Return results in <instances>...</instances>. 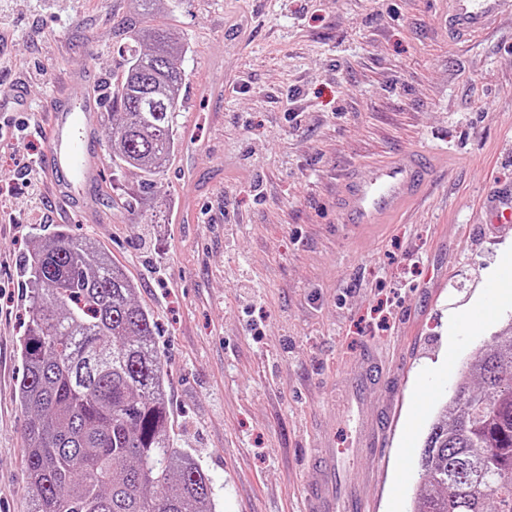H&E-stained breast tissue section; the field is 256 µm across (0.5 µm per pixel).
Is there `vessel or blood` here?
Segmentation results:
<instances>
[{"label": "vessel or blood", "mask_w": 512, "mask_h": 512, "mask_svg": "<svg viewBox=\"0 0 512 512\" xmlns=\"http://www.w3.org/2000/svg\"><path fill=\"white\" fill-rule=\"evenodd\" d=\"M441 16L448 26V39L466 44L494 30L499 21L512 15V0H439ZM85 78L74 74L56 92L47 113V147L40 160L46 174L50 198L63 212L93 215L90 190L103 174L99 149L103 105L84 89ZM440 152L419 149L375 160L351 174L336 203L338 221L351 230L385 224L410 202L419 200L430 170ZM385 370L376 355L362 359L354 371L358 388L370 391ZM374 470L360 471L350 482L347 512H374L364 495L365 485L374 483ZM334 472L315 467L307 495L306 512H334Z\"/></svg>", "instance_id": "obj_1"}]
</instances>
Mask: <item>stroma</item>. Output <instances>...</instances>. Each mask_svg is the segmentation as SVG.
<instances>
[{"mask_svg": "<svg viewBox=\"0 0 512 512\" xmlns=\"http://www.w3.org/2000/svg\"><path fill=\"white\" fill-rule=\"evenodd\" d=\"M142 18L137 0H0L13 33L0 86L23 74L28 124L0 139V512L30 507L19 260L34 212L58 224L31 192L46 180L44 108L73 73L96 94L120 77L117 48ZM150 18L183 44L177 148L145 195L137 170L106 162L95 222L67 228L153 315L179 447L215 512H303L322 437L340 474L376 470L375 512H408L437 408L512 316V223L485 207L512 190V17L468 45L449 42L438 0H158ZM410 148L448 155L420 204L364 232L338 224L347 176ZM374 348L383 385L351 399L350 369ZM377 419L372 457L357 443Z\"/></svg>", "mask_w": 512, "mask_h": 512, "instance_id": "35a3bbf8", "label": "stroma"}]
</instances>
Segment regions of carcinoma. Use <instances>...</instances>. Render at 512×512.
Instances as JSON below:
<instances>
[{
  "label": "carcinoma",
  "mask_w": 512,
  "mask_h": 512,
  "mask_svg": "<svg viewBox=\"0 0 512 512\" xmlns=\"http://www.w3.org/2000/svg\"><path fill=\"white\" fill-rule=\"evenodd\" d=\"M183 46L128 26L121 77L103 90L112 161L156 188L177 146ZM28 321L17 392L30 512H213L202 467L169 429L168 373L136 287L88 237H42L22 260ZM439 410L409 512H512V318Z\"/></svg>",
  "instance_id": "cac0c4a2"
}]
</instances>
